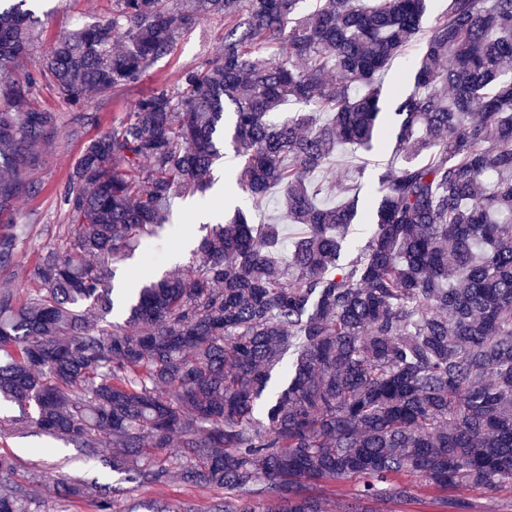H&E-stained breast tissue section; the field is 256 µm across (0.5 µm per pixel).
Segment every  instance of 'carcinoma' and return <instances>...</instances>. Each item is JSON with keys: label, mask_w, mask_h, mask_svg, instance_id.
Listing matches in <instances>:
<instances>
[{"label": "carcinoma", "mask_w": 512, "mask_h": 512, "mask_svg": "<svg viewBox=\"0 0 512 512\" xmlns=\"http://www.w3.org/2000/svg\"><path fill=\"white\" fill-rule=\"evenodd\" d=\"M113 0L105 20L59 36L41 67L27 0L0 2V267L26 225L16 203L59 116L35 105L49 78L88 124L91 93L140 79L175 37L224 16L219 56L135 101L85 144L61 190L69 224L18 298L0 286V403L140 485L180 478L224 491L217 512H326L311 480L354 478L358 500L414 498L420 473L442 512L461 491L512 487V0H442L395 108L381 75L418 40L432 0ZM301 109L271 119L284 102ZM237 185L281 196L303 228L241 207L198 244L184 275L155 277L150 246L176 198H204L224 159ZM389 145L388 169L359 207L360 172L336 179L341 145ZM370 226L340 262L351 224ZM141 257L123 298L131 330L109 319L115 264ZM294 356L287 385L271 370ZM265 400L267 423L255 411ZM0 453V512H28L27 487ZM60 497L114 512L112 488L56 481Z\"/></svg>", "instance_id": "obj_1"}]
</instances>
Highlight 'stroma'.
I'll return each mask as SVG.
<instances>
[{"label":"stroma","instance_id":"35a3bbf8","mask_svg":"<svg viewBox=\"0 0 512 512\" xmlns=\"http://www.w3.org/2000/svg\"><path fill=\"white\" fill-rule=\"evenodd\" d=\"M111 11L112 0H37L36 12L42 20L39 43L32 56L15 67L14 76L38 68L43 55L61 33L104 20ZM224 31L222 16L201 17L137 82L109 96L90 95L88 109L98 117L92 126L73 129L71 109L53 82L47 80L40 84L36 99L44 108L59 114V134L44 163L30 175L36 192L20 202L16 215L17 223L26 225L27 233L14 263L0 269V282L7 280L16 288H29L28 269L47 248L58 244V228L67 221L59 191L84 143L110 130L137 99L161 86L176 83L185 71L213 61L221 52ZM195 210L192 200L174 201L170 221L154 243L158 273H181L192 260L193 253L184 250V241H199L210 229L209 224L195 221ZM18 415L19 410L14 406L0 410V452L17 460L30 492V512H96L89 501H67L50 489V479L63 476L95 480L115 488L116 512H150L158 503L169 505L175 512H211L213 505L224 497L223 491L180 480L163 488L128 482L125 474L113 471L104 459L85 458L81 449L52 438L33 423L19 421Z\"/></svg>","mask_w":512,"mask_h":512}]
</instances>
